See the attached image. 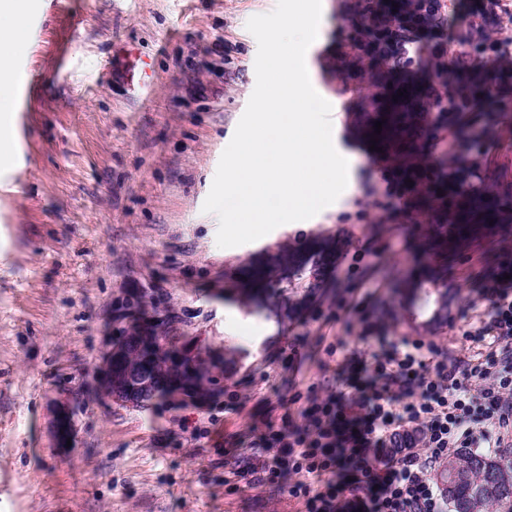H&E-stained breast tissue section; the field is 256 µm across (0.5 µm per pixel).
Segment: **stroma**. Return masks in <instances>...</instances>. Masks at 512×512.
<instances>
[{
  "label": "stroma",
  "instance_id": "obj_1",
  "mask_svg": "<svg viewBox=\"0 0 512 512\" xmlns=\"http://www.w3.org/2000/svg\"><path fill=\"white\" fill-rule=\"evenodd\" d=\"M353 0H322L306 53L314 89L335 111L348 185L314 217L232 248L204 212L224 149L256 85L247 21L276 0H29L28 38L12 59V156L0 167V512H304L301 501L230 473L265 418V402L331 387L345 352L379 337L435 340L459 364L487 285L512 276V70L473 74L498 88L468 130L440 122L419 144L439 184L475 190L481 212L444 224L431 196L415 222L385 197L391 168L357 116L380 95L335 74ZM154 73L129 81L127 48ZM483 136L477 164L440 167L448 147ZM321 238L335 254L294 277L267 305L240 293L241 271L270 266ZM378 267L365 315L349 311L367 265ZM446 292L451 316L408 318L421 284ZM168 336L222 351V392L198 409H141L103 400L93 377L109 335L142 316ZM305 356L286 368L291 350ZM75 409L72 447H57L60 403Z\"/></svg>",
  "mask_w": 512,
  "mask_h": 512
}]
</instances>
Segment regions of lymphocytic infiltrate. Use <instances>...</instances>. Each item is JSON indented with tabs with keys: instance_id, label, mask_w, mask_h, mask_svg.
Here are the masks:
<instances>
[{
	"instance_id": "1",
	"label": "lymphocytic infiltrate",
	"mask_w": 512,
	"mask_h": 512,
	"mask_svg": "<svg viewBox=\"0 0 512 512\" xmlns=\"http://www.w3.org/2000/svg\"><path fill=\"white\" fill-rule=\"evenodd\" d=\"M512 0L472 12L494 65L512 58L501 25ZM465 340L487 352L463 367L433 340L402 338L370 357L345 356L340 390L309 387L304 405L251 443L235 470L252 486L301 500L305 512H444L434 472L459 448H495L512 427V286L487 288Z\"/></svg>"
}]
</instances>
